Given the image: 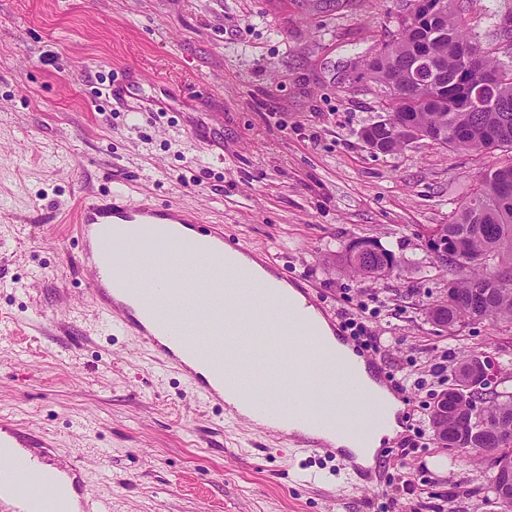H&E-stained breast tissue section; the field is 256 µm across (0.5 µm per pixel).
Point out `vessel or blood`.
I'll list each match as a JSON object with an SVG mask.
<instances>
[{"label": "vessel or blood", "instance_id": "b4317fda", "mask_svg": "<svg viewBox=\"0 0 512 512\" xmlns=\"http://www.w3.org/2000/svg\"><path fill=\"white\" fill-rule=\"evenodd\" d=\"M75 231L79 264L92 273L87 293L97 314L172 365L204 400L223 404L224 372L218 365L223 357L224 282L218 277L224 263L223 230L204 228L194 210L148 198L133 201L115 192L82 201ZM189 231L202 235L209 260L202 268L194 254H186L190 274L177 283L165 257L171 241L183 240ZM270 347L269 333L252 331L246 357L253 368L272 371L271 397L255 404L258 412L282 414L272 432L292 426L297 446L335 453L343 469L355 472L362 484L377 482L382 465L359 469L349 453L305 433V426L315 421L307 410L308 376L274 370ZM286 395L291 398L287 404L282 401ZM10 448L24 451V466L0 477V512H57L58 497L73 503L72 512H106L80 472L59 464L48 441L1 422L0 461Z\"/></svg>", "mask_w": 512, "mask_h": 512}]
</instances>
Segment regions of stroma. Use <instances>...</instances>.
<instances>
[{
    "label": "stroma",
    "instance_id": "1",
    "mask_svg": "<svg viewBox=\"0 0 512 512\" xmlns=\"http://www.w3.org/2000/svg\"><path fill=\"white\" fill-rule=\"evenodd\" d=\"M412 7L0 0V417L55 440L111 512H497L490 454L441 447L430 415L465 354L512 391V327L431 321L452 273L427 241L503 153L361 137L386 116L365 64ZM117 188L198 210L328 311L386 300L375 358L425 384L378 482L234 419L97 319L73 219ZM357 238L399 266L350 273Z\"/></svg>",
    "mask_w": 512,
    "mask_h": 512
}]
</instances>
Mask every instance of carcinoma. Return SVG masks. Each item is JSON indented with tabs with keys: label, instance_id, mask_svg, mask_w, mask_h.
<instances>
[{
	"label": "carcinoma",
	"instance_id": "obj_1",
	"mask_svg": "<svg viewBox=\"0 0 512 512\" xmlns=\"http://www.w3.org/2000/svg\"><path fill=\"white\" fill-rule=\"evenodd\" d=\"M464 0H427L402 20L399 36L382 45L367 63L371 79L386 98L389 122H376L362 137L380 140L384 153L407 146L404 130L417 128L433 143L452 150H502L507 159L487 170L452 220L436 233L446 267L466 271L448 282V291L429 317L450 329L492 317L512 325V27L499 21L484 44L466 28ZM508 60H502L498 54ZM485 76L494 77L484 106L472 95ZM366 254L349 243L342 261L351 272L384 276L399 260L380 242ZM464 252L470 263L459 264ZM464 355L448 388V413L431 414L443 448L490 451L494 466L512 462V392L479 388V368Z\"/></svg>",
	"mask_w": 512,
	"mask_h": 512
}]
</instances>
